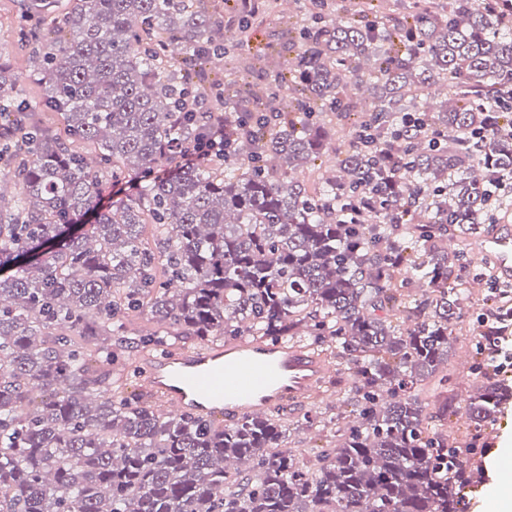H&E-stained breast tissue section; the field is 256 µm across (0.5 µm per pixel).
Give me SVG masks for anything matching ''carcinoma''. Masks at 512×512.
<instances>
[{"label": "carcinoma", "instance_id": "1", "mask_svg": "<svg viewBox=\"0 0 512 512\" xmlns=\"http://www.w3.org/2000/svg\"><path fill=\"white\" fill-rule=\"evenodd\" d=\"M55 3L21 0V16L44 20ZM324 7L309 0L323 24L304 29L292 77L261 96L224 88L254 120L229 153L191 163L183 151L211 115L175 102L186 87L204 99L189 68L201 48L224 57L223 20L204 0H75L51 28L19 30L45 92L27 98L0 63V161L19 189L0 195V512H463L477 476L416 389L439 378L438 413L464 412L475 440L512 399L501 379L462 407L445 374L468 333L455 269L488 234L489 209L512 210L511 195L486 193L512 174V141L470 135L512 80V22L471 0H426L410 22L369 21L362 4L325 20ZM439 83L440 144L425 117L393 165L354 140L334 173L292 176L330 138L323 113L353 111L349 85L379 91L355 123L386 147ZM43 109L64 114V132ZM269 153L280 170L263 164ZM151 171L101 207L111 184ZM373 191L378 206L357 214ZM143 312L147 341L168 348L286 336L336 356L355 377L341 403L357 425L336 428L310 467L275 415L220 427L156 411L112 381L115 358L141 346L126 323ZM495 327L481 329L489 359Z\"/></svg>", "mask_w": 512, "mask_h": 512}]
</instances>
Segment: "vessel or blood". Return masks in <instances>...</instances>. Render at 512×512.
Listing matches in <instances>:
<instances>
[{"label":"vessel or blood","mask_w":512,"mask_h":512,"mask_svg":"<svg viewBox=\"0 0 512 512\" xmlns=\"http://www.w3.org/2000/svg\"><path fill=\"white\" fill-rule=\"evenodd\" d=\"M501 278L512 280V229L481 242ZM327 360L308 348L247 336L226 344L143 356L138 376L157 407L211 420L266 414L299 406L332 376Z\"/></svg>","instance_id":"vessel-or-blood-1"}]
</instances>
